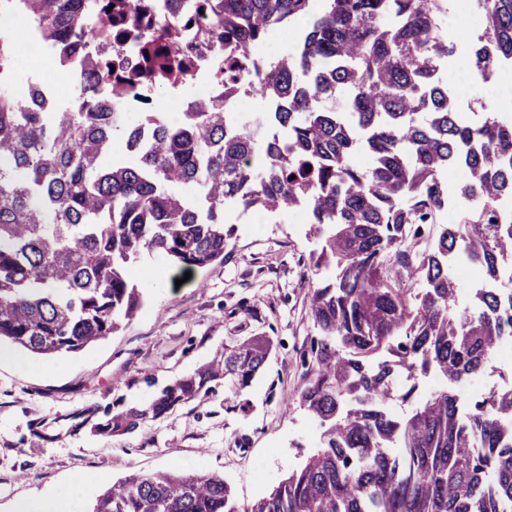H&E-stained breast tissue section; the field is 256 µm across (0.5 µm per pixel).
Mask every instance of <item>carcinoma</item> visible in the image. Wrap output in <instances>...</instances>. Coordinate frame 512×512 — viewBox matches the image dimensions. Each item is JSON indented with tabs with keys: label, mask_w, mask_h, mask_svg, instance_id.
<instances>
[{
	"label": "carcinoma",
	"mask_w": 512,
	"mask_h": 512,
	"mask_svg": "<svg viewBox=\"0 0 512 512\" xmlns=\"http://www.w3.org/2000/svg\"><path fill=\"white\" fill-rule=\"evenodd\" d=\"M224 48L236 51L224 83H244L248 56L268 28L310 18L295 53L260 81L275 102L280 141L262 125L233 123L224 104L184 113L140 142L112 100L151 73L184 75L187 59L166 47L173 26L198 14L161 16L142 42L144 68L115 59L99 80L112 98L81 87L75 110L47 112L44 88L13 89L11 36L0 31V339L36 355L77 353L117 332L142 308L131 270L158 255L181 273L224 261L235 225L227 205L282 212L311 203L309 235L320 248L303 273L309 345L299 406L319 430L304 464L251 506L224 477L179 470L126 478L92 512H512V387L474 405L449 386L481 375L512 336V120L488 112L464 121L439 75L453 42L448 0H197ZM484 34L472 43L483 79L512 62V0H476ZM30 20L49 50L87 46L96 33L120 41L135 9L85 0H0ZM121 74L114 73V70ZM123 143L132 156L114 154ZM370 158L363 169L353 163ZM457 166L467 208L437 234L421 230L448 193ZM434 235L419 254L413 242ZM464 252L490 288L457 305L450 261ZM335 266V278L322 270ZM273 349L269 336L224 347L221 359L176 379L143 408L112 415L111 431L137 429L196 397L211 381L249 388ZM435 373L445 385L403 417L384 403L391 381Z\"/></svg>",
	"instance_id": "cac0c4a2"
}]
</instances>
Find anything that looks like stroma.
I'll return each mask as SVG.
<instances>
[{
    "label": "stroma",
    "mask_w": 512,
    "mask_h": 512,
    "mask_svg": "<svg viewBox=\"0 0 512 512\" xmlns=\"http://www.w3.org/2000/svg\"><path fill=\"white\" fill-rule=\"evenodd\" d=\"M442 76L449 89L464 90L459 112L482 121L491 81L474 78L465 60H451ZM316 246L307 226L282 212L267 224L238 225L223 262L186 281L163 259L144 256L135 279L145 304L118 332L77 354L0 361V512L31 499L45 512H91L126 477L174 468L223 475L243 504L269 494L317 448L313 423L296 403L300 356L313 334L297 257ZM258 334L274 347L247 390L217 380L134 432H98L112 414L145 406L224 346ZM36 423L46 440L32 437ZM77 473L84 485L57 499L56 489Z\"/></svg>",
    "instance_id": "35a3bbf8"
}]
</instances>
